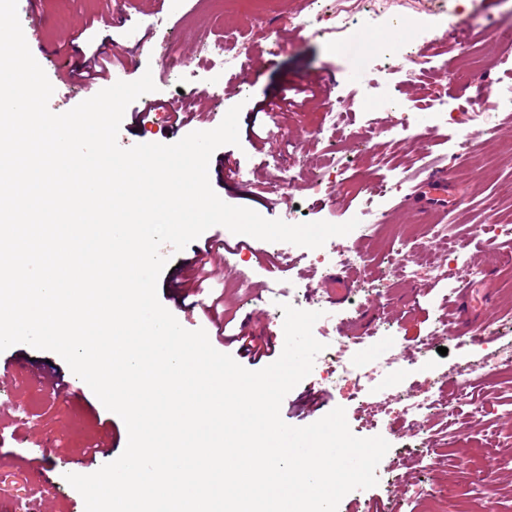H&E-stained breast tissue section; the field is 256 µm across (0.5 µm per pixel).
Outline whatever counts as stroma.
Masks as SVG:
<instances>
[{"label": "stroma", "instance_id": "1", "mask_svg": "<svg viewBox=\"0 0 512 512\" xmlns=\"http://www.w3.org/2000/svg\"><path fill=\"white\" fill-rule=\"evenodd\" d=\"M21 24L40 23L41 46L31 52L54 87L51 111L66 112L86 100L74 72L92 47L106 42L125 57L112 81L132 82L151 72L155 91L132 102L124 116L118 143H172L193 131L216 128L232 106H240L239 143L224 145L209 161V181L226 203L254 209L264 218L289 224L328 221L342 224L370 211L387 221L369 231L353 230L332 242L361 254L360 263L341 265L327 257L328 247L304 249L285 242H266L214 226L182 251L163 246L168 263L157 285L161 304L188 330L208 329L198 312L177 307L172 275L211 270L206 299L221 298L227 334L240 330L245 313L255 315V332L283 339L282 304L320 312L314 337L326 348L311 373L284 398L285 423L302 427L334 408L346 411L353 434L384 437L390 449L380 462L376 486L348 493L338 512H512V371L474 382L469 404L456 400L457 372L503 351L512 350V269L487 267L483 238L473 233L486 223L487 203H494L501 224L512 225V110L499 107L489 89L512 82V44L502 32L512 26V0H420L419 10L391 0L388 11L356 14L346 32L316 34L303 19L306 0H261L262 27L250 25L239 0H130L126 19L112 20L113 0H18ZM414 28L407 38H392L387 50L359 52L367 32L390 31L396 20ZM466 36L480 63L460 70L448 40ZM225 40L227 48L244 41L249 66L240 73L215 75L198 65L200 41ZM178 43V62L165 61L168 43ZM317 73H332L334 85L317 91L300 107L269 117L259 106ZM447 100L449 106L476 111V118L448 122L418 101ZM172 101L185 119L173 125L165 114L140 125L131 115L149 102ZM343 102L352 116L327 145L312 134L330 104ZM380 123V136L360 139L364 126ZM496 133L485 131L486 123ZM464 156L496 163L495 174L473 179ZM448 170V209L444 221L465 240L446 278L425 270L407 277L397 260L402 248L429 250L428 241L408 236L411 225L427 217L401 208L400 201L431 173ZM338 193H330V186ZM249 275L238 287L239 271ZM495 281V300L474 309L480 342L448 332L450 304L462 282L481 287L485 275ZM345 278L343 303H332L331 280ZM349 347L346 361L366 363L395 357L396 363L376 385L360 389L323 377L333 359L337 337ZM447 355H440V348ZM13 367L0 381V469L9 471L42 495L40 512H85L81 494L66 474L87 475L106 464L91 456L103 435L112 438V454L127 444L123 420L108 411L91 388L57 354L16 344L0 352V365ZM50 364L73 386L68 395L48 391L35 371ZM432 389L453 403L464 443L452 447L445 435L448 415L434 412L412 431L402 415L407 394ZM493 483L494 497L481 494Z\"/></svg>", "mask_w": 512, "mask_h": 512}]
</instances>
